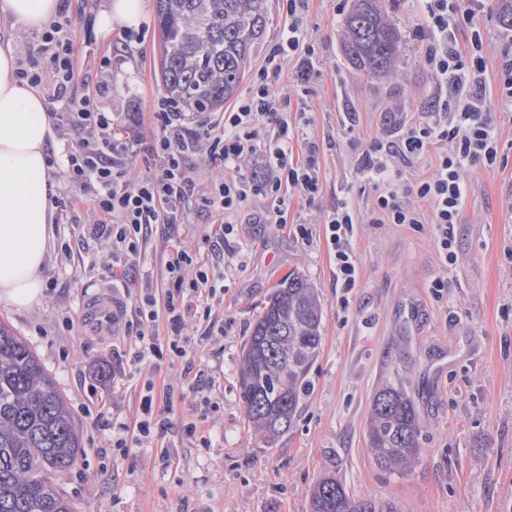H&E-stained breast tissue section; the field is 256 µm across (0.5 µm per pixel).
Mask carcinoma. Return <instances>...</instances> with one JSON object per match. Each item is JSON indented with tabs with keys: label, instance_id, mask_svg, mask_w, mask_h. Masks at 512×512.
I'll use <instances>...</instances> for the list:
<instances>
[{
	"label": "carcinoma",
	"instance_id": "obj_1",
	"mask_svg": "<svg viewBox=\"0 0 512 512\" xmlns=\"http://www.w3.org/2000/svg\"><path fill=\"white\" fill-rule=\"evenodd\" d=\"M159 77L165 99L185 112H215L242 82L264 39L266 0H156ZM343 52L353 68L388 75L401 36L384 0H352ZM323 307L292 272L278 281L241 355L239 394L248 418L272 441L293 423L322 345ZM415 403L386 383L373 395L366 440L379 468L399 474L422 448ZM80 428L27 344L0 324V512H75L60 479L77 463ZM311 512H398L393 500L355 499L335 476L312 489Z\"/></svg>",
	"mask_w": 512,
	"mask_h": 512
}]
</instances>
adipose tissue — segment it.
<instances>
[{"mask_svg":"<svg viewBox=\"0 0 512 512\" xmlns=\"http://www.w3.org/2000/svg\"><path fill=\"white\" fill-rule=\"evenodd\" d=\"M61 9V0H0V17L15 27H42ZM17 58L14 42L0 43V301L24 309L43 296L53 222L48 148L55 131L45 98L18 79Z\"/></svg>","mask_w":512,"mask_h":512,"instance_id":"adipose-tissue-1","label":"adipose tissue"}]
</instances>
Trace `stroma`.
Wrapping results in <instances>:
<instances>
[{
	"label": "stroma",
	"instance_id": "1",
	"mask_svg": "<svg viewBox=\"0 0 512 512\" xmlns=\"http://www.w3.org/2000/svg\"><path fill=\"white\" fill-rule=\"evenodd\" d=\"M107 3L65 0L57 16L75 46L69 94L99 93L115 133L135 131L147 144L161 132L153 111L163 97L154 69L155 0H144L140 28L105 33L98 18ZM504 4L482 0L485 106L505 161L492 170L472 168L456 227L457 260L442 299L429 288L440 273L429 226L360 225L353 240L358 285L348 293L336 285L326 234L341 199L366 203L357 171L365 140L396 139L437 90L420 62L426 30L420 0H392L402 48L384 77L357 72L345 58L338 0H305L300 10V45L314 49L317 74L301 81L293 58L268 77L267 87L289 121H307L306 139L293 142L294 157L304 156L308 142L318 146L320 190L312 198L294 195L288 211L305 236L250 223L246 206L233 216L239 235L233 257L225 258L213 234L223 215L208 204L210 157L203 148L185 158L193 185L183 223L152 225L123 278L112 277L110 243L87 232L96 217L91 200L55 211L42 300L28 309L0 301V322L26 341L81 426L82 455L60 481L75 512H310L311 490L326 474L355 497L395 500L400 512H512V113L503 110L498 89L499 58L512 31L498 20ZM267 5L264 42L235 94L239 100L251 94L270 47L288 29L282 0ZM64 107L48 102L56 123L51 172L61 201L80 192L60 172L72 146L88 136L61 125ZM175 247L207 261L227 291L206 303L185 297V358L142 362L125 324L135 319L148 281L156 298L153 327L168 334L170 283L162 258ZM293 271L319 293L323 342L309 372L310 392L291 427L270 442L246 416L238 371L254 320ZM109 291L123 313L103 336L85 328L81 310ZM412 307L419 311L414 320ZM149 382L156 388L153 410L166 427L116 451L112 435L140 420ZM386 382L408 390L421 426L422 456L400 476L382 471L367 449L371 399ZM190 422L197 426L192 435L185 430Z\"/></svg>",
	"mask_w": 512,
	"mask_h": 512
}]
</instances>
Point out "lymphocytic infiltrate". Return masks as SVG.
I'll use <instances>...</instances> for the list:
<instances>
[{"mask_svg": "<svg viewBox=\"0 0 512 512\" xmlns=\"http://www.w3.org/2000/svg\"><path fill=\"white\" fill-rule=\"evenodd\" d=\"M428 25L424 66L440 88L421 120L408 124L394 141L373 137L363 150L358 171L372 193L368 213L344 200L328 217L329 241L336 262V282L349 291L355 288L359 268L353 251L357 226L373 224H427L442 267L456 261L455 226L461 223L467 200L469 173L480 164L491 169L501 162L499 133L489 119L481 93L485 68L482 23L479 11L459 10L455 0H424ZM471 30L470 48L459 51L454 31L459 25ZM31 54L49 53L53 94L68 101L62 119L79 129L95 130L94 140L81 142L70 152L66 179L92 195L101 220L92 234L112 241V260L127 266L140 255L148 226L178 223L191 179L184 159L198 143L209 145L211 201L225 213L238 212L254 199L265 201L251 214L253 224H283L294 192L314 196L318 191L317 144H310L304 161L293 158L292 142L297 130L282 118L268 88L258 85L252 95L224 115V130L215 133L205 121L186 127L181 113L169 102L159 101L155 114L163 126L162 136L149 150L159 165L155 173L132 178L128 160L138 150L137 139L116 136L112 115L100 111L94 96L68 98L73 78V45L62 24L45 31ZM262 166L263 178H255L253 166ZM428 211H421L419 202ZM164 268L172 287L168 294V324L181 333L185 296L207 293L215 296L219 284L206 265L195 263L181 249L170 250ZM192 278H185L186 270Z\"/></svg>", "mask_w": 512, "mask_h": 512, "instance_id": "obj_1", "label": "lymphocytic infiltrate"}]
</instances>
